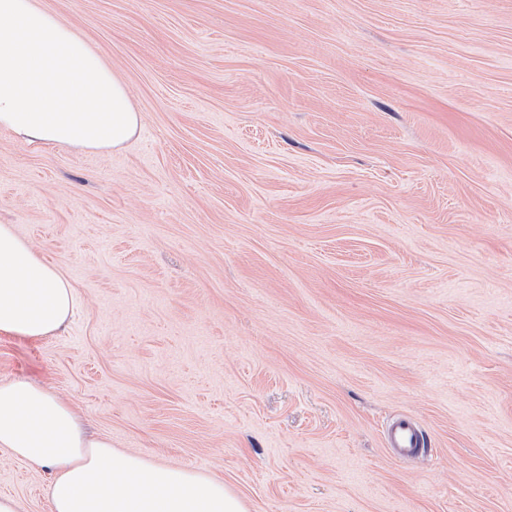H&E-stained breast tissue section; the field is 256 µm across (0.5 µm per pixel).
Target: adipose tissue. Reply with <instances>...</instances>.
<instances>
[{
	"label": "adipose tissue",
	"mask_w": 512,
	"mask_h": 512,
	"mask_svg": "<svg viewBox=\"0 0 512 512\" xmlns=\"http://www.w3.org/2000/svg\"><path fill=\"white\" fill-rule=\"evenodd\" d=\"M139 127L125 84L73 27L37 0H0V128L108 153ZM77 306L61 268L0 224V333L57 335ZM0 448L49 472L50 512H248L222 480L88 436L70 404L27 380L0 381Z\"/></svg>",
	"instance_id": "obj_1"
}]
</instances>
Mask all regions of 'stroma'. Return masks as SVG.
Listing matches in <instances>:
<instances>
[{"label": "stroma", "mask_w": 512, "mask_h": 512, "mask_svg": "<svg viewBox=\"0 0 512 512\" xmlns=\"http://www.w3.org/2000/svg\"><path fill=\"white\" fill-rule=\"evenodd\" d=\"M41 4L141 127L0 130V224L81 301L0 378L249 512H512V0ZM48 479L0 449L23 512ZM387 443L401 457L415 454L423 448L425 437L411 420L404 417L393 419L386 430Z\"/></svg>", "instance_id": "35a3bbf8"}]
</instances>
